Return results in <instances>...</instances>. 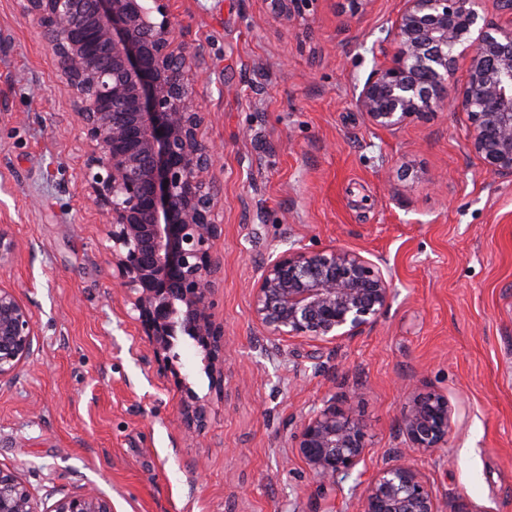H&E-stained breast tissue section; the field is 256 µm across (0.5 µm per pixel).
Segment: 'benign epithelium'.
Here are the masks:
<instances>
[{
	"instance_id": "obj_1",
	"label": "benign epithelium",
	"mask_w": 512,
	"mask_h": 512,
	"mask_svg": "<svg viewBox=\"0 0 512 512\" xmlns=\"http://www.w3.org/2000/svg\"><path fill=\"white\" fill-rule=\"evenodd\" d=\"M65 79L87 148L81 192L107 224L112 279L125 288L157 365L167 368L173 337L199 347L217 386L224 385V327L212 312L221 262L214 246L219 190L216 149L199 130L187 72L202 69L188 51L169 0H20ZM484 0H404L383 54L356 99L368 123L395 130L442 106L468 115L466 149L487 174L512 176V0L505 15H480ZM286 24L313 0H266ZM465 64V81L448 99V81ZM19 245L0 228V269ZM393 281L360 253L330 247L286 250L253 286L251 319L278 339L337 342L362 335L386 312ZM37 336L31 309L0 283V382L14 379ZM208 405L193 396L177 422L185 435L205 428ZM402 454L445 447L448 398L428 392L399 412ZM369 428L336 398L306 415L295 448L312 475L333 483L364 462ZM0 512H39L23 482L0 469ZM50 512H112L93 491L59 500ZM361 512H439L433 486L411 465L380 468L362 493Z\"/></svg>"
}]
</instances>
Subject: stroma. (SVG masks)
<instances>
[{
  "label": "stroma",
  "mask_w": 512,
  "mask_h": 512,
  "mask_svg": "<svg viewBox=\"0 0 512 512\" xmlns=\"http://www.w3.org/2000/svg\"><path fill=\"white\" fill-rule=\"evenodd\" d=\"M343 3L314 0L286 24L265 0L169 3L209 71L188 79L218 152L219 389L191 342L172 368L144 361L107 227L81 193L72 100L18 0H0V226L19 243L0 279L37 331L0 383V468L41 512L86 487L112 512H359L376 471L403 458L401 406L433 390L452 407L448 444L403 459L439 512H512V177L467 151L466 113L367 123L356 97L404 0H370L351 20ZM331 246L390 271L385 315L337 343L267 336L250 316L263 264ZM190 395L209 405L193 440L175 422ZM333 397L371 438L364 463L323 485L293 435Z\"/></svg>",
  "instance_id": "stroma-1"
}]
</instances>
